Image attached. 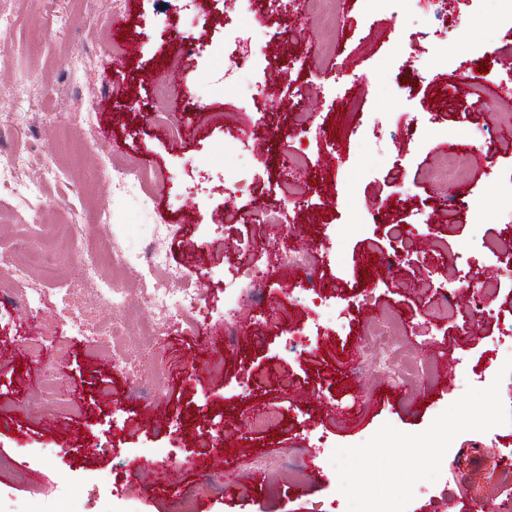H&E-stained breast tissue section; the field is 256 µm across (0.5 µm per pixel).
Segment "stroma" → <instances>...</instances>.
Segmentation results:
<instances>
[{
    "mask_svg": "<svg viewBox=\"0 0 512 512\" xmlns=\"http://www.w3.org/2000/svg\"><path fill=\"white\" fill-rule=\"evenodd\" d=\"M500 0H482L456 16L441 33L439 0H400L398 23L370 14L364 0H341L342 34L318 25L289 23L277 62L263 79L272 95L264 112L235 95H222L225 71L250 56L278 27L255 11L237 18L224 0H204L184 10L181 0H0V130L11 147L28 158H48L66 173L40 188L32 208L15 207V220L0 223V266L13 264L19 250L43 253L51 277L33 273V287L82 284L75 312L85 326L111 319L107 304H95L97 282L112 278L102 266L86 281L80 251L95 238L148 242L157 225L176 224L169 240L173 265L186 271L187 287L200 288L205 307L192 332L171 329L158 358L139 357V325L150 320L147 291L132 292L134 324L125 342L132 367L116 370L104 349L71 337L63 361L51 342L34 358L30 341L39 328L69 331L55 310L17 306L0 293V455L14 464L0 476V512H172L175 500L192 495L198 512H321L333 494L336 472L322 463L320 437L337 446L361 444L383 424L420 433L468 387L466 366L456 353L495 333L497 323L474 313L465 293L447 312L432 310L418 286L420 273L457 276L490 264L494 249L512 241V226L499 223L493 170L512 167V135L501 132L490 155L470 166L459 181H430L449 141H467L488 124L480 97L512 113V63L506 56L463 53L466 45L511 40L497 25ZM224 16L241 38L233 56L222 54ZM415 50L440 75L426 79L393 53L395 42ZM140 51L124 55V45ZM207 51L186 52L188 43ZM122 56L116 71L109 53ZM485 71L482 89L469 77ZM213 100L194 109V98ZM392 114L396 132L362 127L368 116ZM325 131L308 148L312 164L296 179L289 162L298 155V123ZM426 139L408 163L398 162L407 126ZM244 129L264 144L263 173L244 189V205L296 208L298 222L283 227L224 220V173L239 161L225 154L224 135ZM108 140H101V131ZM116 164L157 173L163 190H115L99 165L102 152ZM479 194L482 209L464 202ZM87 211L75 246L52 247L50 231L34 228L39 213L64 207ZM111 214L97 222L96 211ZM304 245L322 265V293L338 307L356 302L366 286L375 292L361 317L344 329L326 327L312 340L300 339L311 324L310 302L300 273L272 267L261 309L247 314L246 336L225 338L224 286L220 279L236 262L235 244ZM410 260L384 271L396 253ZM406 326L407 357L431 366L427 379L407 383L383 366L375 340L386 316ZM218 352L223 373L198 376L204 350ZM167 375L157 378V364ZM453 364L451 377L441 375ZM55 382L54 413L64 431L50 432L30 417L29 402L40 388L30 373ZM164 414L160 426L141 421L152 408ZM276 409L272 430H255L248 418ZM231 443H223L225 434ZM512 448V425L497 442L469 431L453 441L430 496L428 512H501L512 504V471L493 466L497 449ZM308 460L307 476L294 483L291 465ZM217 462L221 488L199 479ZM168 463L181 479L166 487L150 481V463ZM125 478V499L107 494L106 479Z\"/></svg>",
    "mask_w": 512,
    "mask_h": 512,
    "instance_id": "1",
    "label": "stroma"
}]
</instances>
